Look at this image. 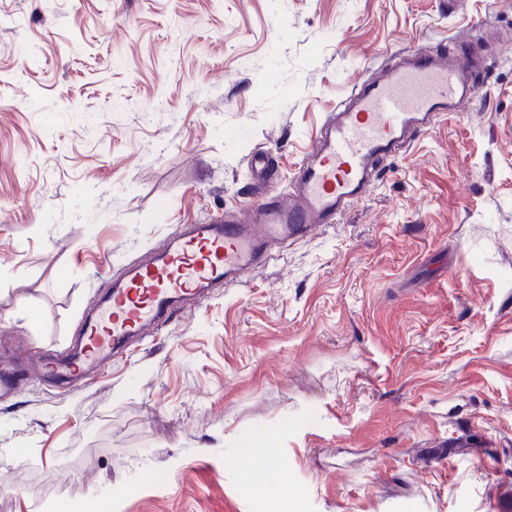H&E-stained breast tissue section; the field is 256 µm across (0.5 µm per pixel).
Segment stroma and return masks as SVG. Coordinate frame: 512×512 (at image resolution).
I'll return each instance as SVG.
<instances>
[{
    "label": "stroma",
    "instance_id": "obj_1",
    "mask_svg": "<svg viewBox=\"0 0 512 512\" xmlns=\"http://www.w3.org/2000/svg\"><path fill=\"white\" fill-rule=\"evenodd\" d=\"M471 44L480 91L337 224L93 381L0 395V512H499L512 495V0H0V364L287 186L353 85ZM265 152L253 173L251 156ZM266 436L283 463L227 460ZM259 443V436L244 437L238 445L237 453L229 459V464L237 470L244 481L255 480L259 473V466L263 467L253 451V448L258 447Z\"/></svg>",
    "mask_w": 512,
    "mask_h": 512
}]
</instances>
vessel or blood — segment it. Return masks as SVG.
Returning a JSON list of instances; mask_svg holds the SVG:
<instances>
[{
    "mask_svg": "<svg viewBox=\"0 0 512 512\" xmlns=\"http://www.w3.org/2000/svg\"><path fill=\"white\" fill-rule=\"evenodd\" d=\"M482 68L475 49L414 52L387 64L326 120L288 191L265 190L245 210L187 225L154 257L130 266L79 344L46 359L42 375L67 385L87 379L143 328L163 326L177 303L207 299L219 285L242 286L274 247L337 223L363 195L377 163L475 98Z\"/></svg>",
    "mask_w": 512,
    "mask_h": 512,
    "instance_id": "obj_1",
    "label": "vessel or blood"
}]
</instances>
